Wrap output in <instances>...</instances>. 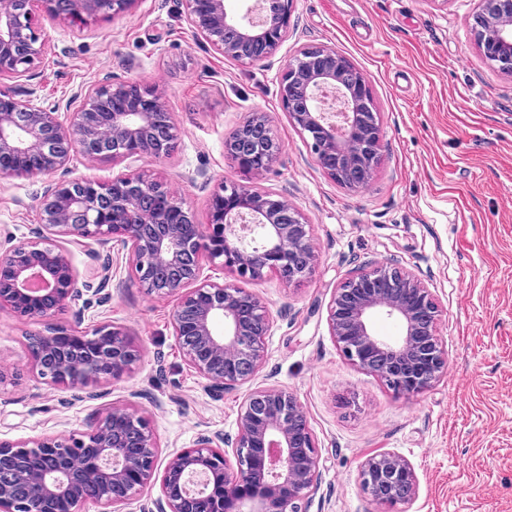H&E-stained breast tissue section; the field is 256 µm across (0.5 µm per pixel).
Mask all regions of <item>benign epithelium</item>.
Returning a JSON list of instances; mask_svg holds the SVG:
<instances>
[{"instance_id":"obj_1","label":"benign epithelium","mask_w":512,"mask_h":512,"mask_svg":"<svg viewBox=\"0 0 512 512\" xmlns=\"http://www.w3.org/2000/svg\"><path fill=\"white\" fill-rule=\"evenodd\" d=\"M138 0H0V76H35L45 57V39L35 29L36 8L77 19L116 18ZM293 0H253L233 9L224 0H186L187 21L216 51L256 63L272 57L288 29ZM481 55L512 75V62L499 56L512 46V0H479L473 18ZM266 45L259 57L243 46ZM346 57L330 46L301 48L288 59L278 92L288 121L311 140L318 167L356 191L368 186L378 156L379 123L362 107L373 101L365 76L348 85L336 81ZM0 90V173L33 166V159L55 149L54 165L35 174L64 169L72 153L114 161L170 154L176 130L157 91L141 83L90 88L73 96L80 107L60 117L58 109ZM272 127L264 113L249 116L226 145L247 139L255 145L254 163L243 172L259 175L274 163L279 146L267 147ZM42 224L35 235L0 250V307L17 316L54 315L85 293L107 298L110 277L79 281L67 244L93 238L105 247L127 248L131 272L149 296L176 298L173 336L184 359L208 381L209 393L224 397L250 382L263 360L267 308L237 280L273 272L287 283L307 277L317 262L310 225L300 211L276 195L240 185L213 194L209 223L190 211L161 183L133 174L112 178L102 187L88 180H61L39 204ZM222 259L224 280L204 274V262ZM384 314L402 326L401 336L378 335L374 318ZM437 299L414 273L375 267L362 270L336 291L329 331L350 361L406 394L419 393L446 369L448 356L437 332ZM32 370L53 385L75 387L90 379L114 377L139 360L123 331L102 326L91 337L56 328L28 345ZM135 392L114 405L95 427L68 438L77 453L59 450L61 439L34 437L22 443L0 441V512H20L18 486L37 487L27 512H120L144 490L158 488L151 512H298V501L317 488L319 463L307 416L287 389L258 386L242 402L232 441L217 433L172 453L156 474L160 441L133 410ZM236 466H231L229 456ZM364 488L392 507L417 494L410 463L391 452L368 459Z\"/></svg>"}]
</instances>
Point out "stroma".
<instances>
[{
	"instance_id": "35a3bbf8",
	"label": "stroma",
	"mask_w": 512,
	"mask_h": 512,
	"mask_svg": "<svg viewBox=\"0 0 512 512\" xmlns=\"http://www.w3.org/2000/svg\"><path fill=\"white\" fill-rule=\"evenodd\" d=\"M477 0H294L277 52L244 64L194 33L185 0H139L109 21L38 14L48 49L35 81L45 107L77 91L156 84L176 127L173 152L135 163L72 153L63 175L0 176V247L31 236L39 200L59 178L102 184L131 171L165 182L205 222L220 187L247 181L224 144L251 114L268 113L280 144L252 185L297 207L318 261L298 283L273 273L239 279L270 311L255 385L275 384L303 407L319 460L300 512H384L362 485L367 459L393 452L418 492L398 512H512V76L486 62L471 30ZM306 45H328L367 78L380 119V163L351 191L330 179L289 123L278 77ZM70 250L81 278L106 269L112 296L83 294L52 319L0 310V441L89 430L136 393L135 409L161 443L156 461L199 438H234L242 392L213 398L185 362L170 297L146 295L126 249L82 240ZM412 271L435 294L448 369L414 395L351 364L329 332L337 288L374 266ZM55 324L83 334L109 325L141 353L128 372L78 387L34 374L29 336Z\"/></svg>"
}]
</instances>
